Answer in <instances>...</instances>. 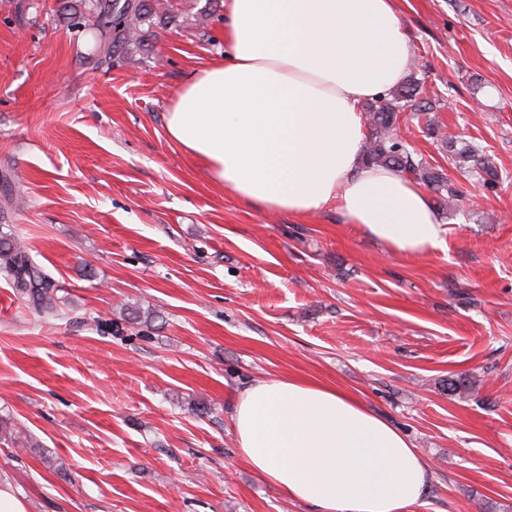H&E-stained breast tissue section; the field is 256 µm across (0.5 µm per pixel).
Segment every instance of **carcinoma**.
<instances>
[{
	"mask_svg": "<svg viewBox=\"0 0 512 512\" xmlns=\"http://www.w3.org/2000/svg\"><path fill=\"white\" fill-rule=\"evenodd\" d=\"M158 16L171 18L170 10L163 8L159 0H125L121 5L114 0H78V7L71 13L70 26L81 33L95 30L97 44L91 62L97 68L110 67L113 54L140 43L143 26ZM415 91L414 84L406 83L391 97L382 98L379 104L369 108L365 124L371 136L365 145L364 158L371 165L396 169L426 184L440 195V204L454 212L461 202L458 190L450 187L448 178L414 156L395 136L402 112L413 106ZM449 152L459 167L478 170L485 189L492 191L497 187L498 168L478 147L462 141L458 145L450 144ZM0 275L10 281L17 298L29 302L40 312L55 311L54 281L32 261L4 224H0Z\"/></svg>",
	"mask_w": 512,
	"mask_h": 512,
	"instance_id": "carcinoma-1",
	"label": "carcinoma"
}]
</instances>
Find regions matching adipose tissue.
I'll return each instance as SVG.
<instances>
[{"label": "adipose tissue", "mask_w": 512, "mask_h": 512, "mask_svg": "<svg viewBox=\"0 0 512 512\" xmlns=\"http://www.w3.org/2000/svg\"><path fill=\"white\" fill-rule=\"evenodd\" d=\"M224 55L187 75L168 139L243 204L301 220L333 208L405 256L448 231L427 193L366 165L362 106L413 58L395 0H224ZM250 468L308 512H409L431 473L389 421L294 377L244 387L233 410Z\"/></svg>", "instance_id": "adipose-tissue-1"}]
</instances>
